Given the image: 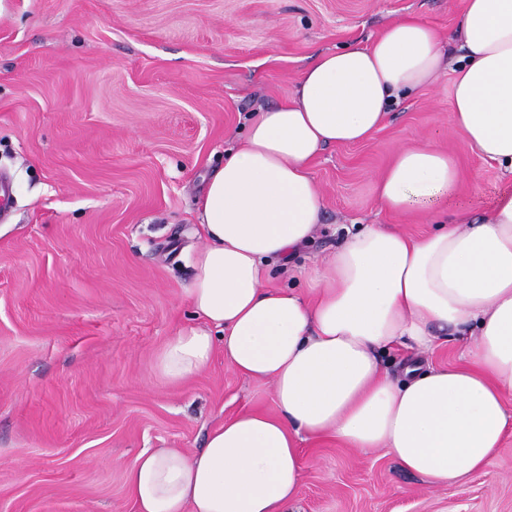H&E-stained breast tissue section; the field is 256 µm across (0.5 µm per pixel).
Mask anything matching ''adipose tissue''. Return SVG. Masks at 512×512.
Listing matches in <instances>:
<instances>
[{
    "label": "adipose tissue",
    "instance_id": "adipose-tissue-1",
    "mask_svg": "<svg viewBox=\"0 0 512 512\" xmlns=\"http://www.w3.org/2000/svg\"><path fill=\"white\" fill-rule=\"evenodd\" d=\"M464 52L452 83L464 145L512 175V0H465L454 32ZM444 54L417 17L389 24L372 46L309 59L293 99L251 120L197 202L205 243L185 297L198 320L170 337L155 371L178 384L216 350L240 375L269 383L275 412H240L187 454L156 448L126 468L137 512H288L301 485V444L332 436L378 448L428 484L484 469L512 432V191L481 219L453 215L412 236L380 224L347 231L326 258L299 267L303 288H272L323 212L311 162L323 147L363 142L401 95L428 85ZM460 179L442 150H400L378 200L405 213L448 196ZM458 336L462 364L380 351L432 350Z\"/></svg>",
    "mask_w": 512,
    "mask_h": 512
}]
</instances>
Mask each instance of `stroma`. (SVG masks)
<instances>
[{
    "label": "stroma",
    "instance_id": "obj_1",
    "mask_svg": "<svg viewBox=\"0 0 512 512\" xmlns=\"http://www.w3.org/2000/svg\"><path fill=\"white\" fill-rule=\"evenodd\" d=\"M464 0H0V512H136L127 464L150 448H202L269 384L216 355L188 383L154 369L194 325L185 290L204 243L196 199L259 111L290 99L302 65L366 45L406 16L441 38ZM456 56L400 97L365 142L318 153L323 225L412 235L450 214H488L512 176L453 129ZM447 151L461 180L412 212L381 207L376 182L404 148ZM295 512H512V434L482 471L429 486L383 451L302 442Z\"/></svg>",
    "mask_w": 512,
    "mask_h": 512
}]
</instances>
